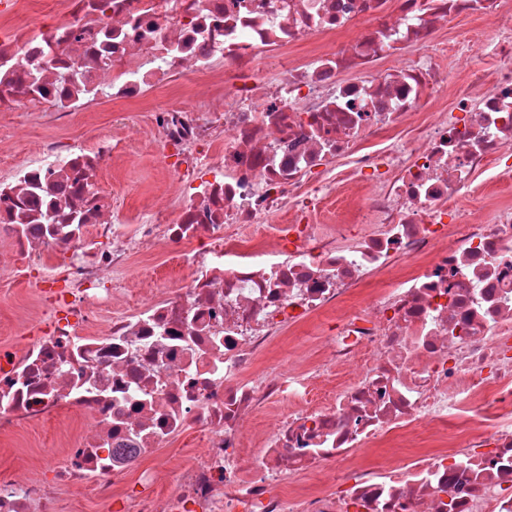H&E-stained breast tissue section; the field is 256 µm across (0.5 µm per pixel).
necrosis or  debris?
Listing matches in <instances>:
<instances>
[{"mask_svg": "<svg viewBox=\"0 0 512 512\" xmlns=\"http://www.w3.org/2000/svg\"><path fill=\"white\" fill-rule=\"evenodd\" d=\"M461 18L494 71L441 67ZM105 100L146 112L166 206L115 218L112 133L0 143V270L45 285L0 352V432L90 422L49 477L1 474L0 512L96 480L122 512H512V206L475 183L512 178V0H0V112ZM178 244L179 282L121 305ZM187 434L157 495L146 461ZM181 448H199L196 447V441L191 437H184L175 442L170 448L163 451L164 472L166 479L161 481L156 487V493L167 492L170 484L176 479L180 467L189 463V457L183 455Z\"/></svg>", "mask_w": 512, "mask_h": 512, "instance_id": "4bbe7bcc", "label": "necrosis or debris"}]
</instances>
